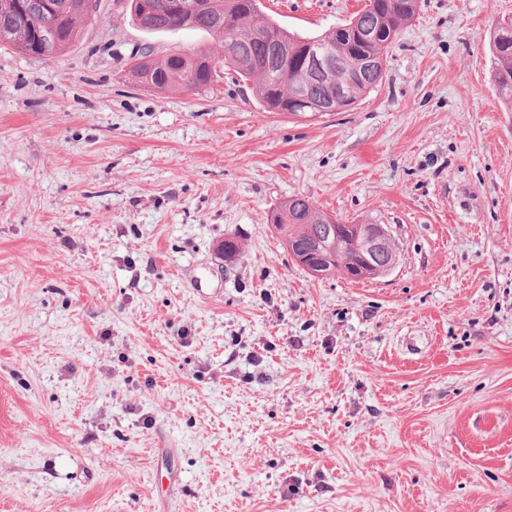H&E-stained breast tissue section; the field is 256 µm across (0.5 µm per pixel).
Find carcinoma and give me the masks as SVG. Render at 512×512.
<instances>
[{
	"label": "carcinoma",
	"mask_w": 512,
	"mask_h": 512,
	"mask_svg": "<svg viewBox=\"0 0 512 512\" xmlns=\"http://www.w3.org/2000/svg\"><path fill=\"white\" fill-rule=\"evenodd\" d=\"M41 0H0V44L19 53L51 59L78 42L80 23L86 16L77 9L82 0H70L74 9L54 16L33 13L23 18L25 6ZM172 0H149L151 10L141 11L139 0H126L132 23L149 33L194 30L213 39L210 47L175 50L161 59L144 46L137 51L132 73L145 83L164 90L207 91L233 71L252 83L255 96L270 112L302 114L294 102L298 89L316 102L326 95L323 84L304 81L308 46L331 52L336 85L342 88L336 106L355 105L383 79V53L396 40L402 26L416 13L418 0H368L348 26L317 36L295 34L280 26L261 9V0H189L193 9L179 16L171 12ZM378 30L374 43H361L355 31ZM286 43L291 53L277 59L274 47ZM494 60V79L502 95L512 102V19L498 22L489 44ZM325 212L312 201L294 196L267 215V222L280 234L283 244L300 241L305 252L315 253L330 244L343 252L347 240L336 241L327 233Z\"/></svg>",
	"instance_id": "obj_1"
}]
</instances>
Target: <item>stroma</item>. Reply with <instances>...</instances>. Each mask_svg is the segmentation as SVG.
Instances as JSON below:
<instances>
[{
  "mask_svg": "<svg viewBox=\"0 0 512 512\" xmlns=\"http://www.w3.org/2000/svg\"><path fill=\"white\" fill-rule=\"evenodd\" d=\"M302 35L364 0H262ZM50 60L0 47V512H512V0H419L382 81L317 119L130 59L122 0ZM389 225L315 278L266 222ZM240 239L242 256L222 250ZM494 79L502 95L512 102V19L499 21L489 44ZM325 212L318 209L312 201L304 197L294 196L279 204L267 215V222L272 224L280 234L283 244L288 245V254L291 257L300 259L296 255L302 252L294 242L302 241L306 253H315L323 250L325 244H332L333 249L338 253L344 251L347 240L343 239L336 243V236L339 233L353 241V249L356 252V263L347 262L346 265L352 270L343 271V274L350 276H371L380 278L388 275L397 265V249L395 239L391 233L390 226L386 224H344L354 229L353 234L345 230L335 228L328 237V227L325 224ZM289 242V243H288ZM382 258L386 261L382 262Z\"/></svg>",
  "mask_w": 512,
  "mask_h": 512,
  "instance_id": "stroma-1",
  "label": "stroma"
}]
</instances>
